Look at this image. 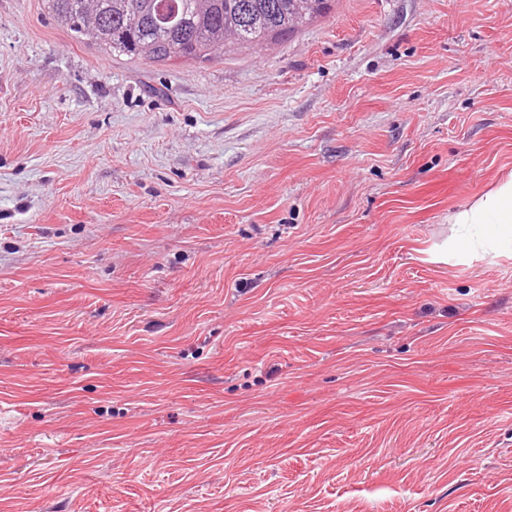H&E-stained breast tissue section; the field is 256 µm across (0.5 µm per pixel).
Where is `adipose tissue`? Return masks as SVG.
Instances as JSON below:
<instances>
[{"instance_id": "ef3b65f1", "label": "adipose tissue", "mask_w": 512, "mask_h": 512, "mask_svg": "<svg viewBox=\"0 0 512 512\" xmlns=\"http://www.w3.org/2000/svg\"><path fill=\"white\" fill-rule=\"evenodd\" d=\"M451 234L430 252L432 261L447 262L449 253H465L484 245L487 230L512 246V173L503 176L470 206L448 217Z\"/></svg>"}]
</instances>
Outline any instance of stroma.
<instances>
[{"label":"stroma","instance_id":"1","mask_svg":"<svg viewBox=\"0 0 512 512\" xmlns=\"http://www.w3.org/2000/svg\"><path fill=\"white\" fill-rule=\"evenodd\" d=\"M512 0H334L202 63L0 0V512H512ZM451 235L430 251L433 262H447L448 251L465 253L484 246L486 232L494 229L500 242L512 247V173L503 176L470 206L448 217Z\"/></svg>","mask_w":512,"mask_h":512}]
</instances>
